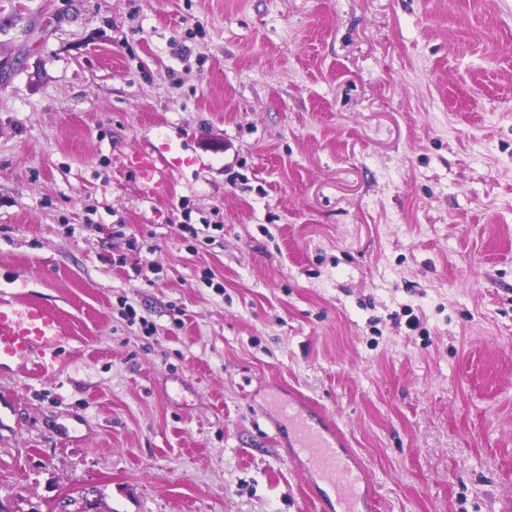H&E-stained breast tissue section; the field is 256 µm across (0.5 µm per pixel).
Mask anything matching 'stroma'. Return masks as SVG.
Returning a JSON list of instances; mask_svg holds the SVG:
<instances>
[{
    "label": "stroma",
    "mask_w": 512,
    "mask_h": 512,
    "mask_svg": "<svg viewBox=\"0 0 512 512\" xmlns=\"http://www.w3.org/2000/svg\"><path fill=\"white\" fill-rule=\"evenodd\" d=\"M0 293L67 331L0 512H322L288 396L376 512H512V0H0ZM184 139L168 136L156 150H133L118 158L119 166L131 172L137 181L139 193L144 199H161L169 193V182L163 170L164 153L185 149Z\"/></svg>",
    "instance_id": "obj_1"
}]
</instances>
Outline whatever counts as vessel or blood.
Masks as SVG:
<instances>
[{
    "label": "vessel or blood",
    "instance_id": "obj_1",
    "mask_svg": "<svg viewBox=\"0 0 512 512\" xmlns=\"http://www.w3.org/2000/svg\"><path fill=\"white\" fill-rule=\"evenodd\" d=\"M184 147L182 137L170 136L159 150L132 151L119 158L118 164L134 176L142 198L161 199L169 193L163 157ZM63 336L60 318L50 313L43 299L0 295V368L12 363L44 367L46 357L56 356L61 349ZM280 411L282 431L331 489L336 512H375L374 502L364 490L362 471L352 467L340 452L342 441L334 422L318 407L293 399L281 402Z\"/></svg>",
    "mask_w": 512,
    "mask_h": 512
}]
</instances>
